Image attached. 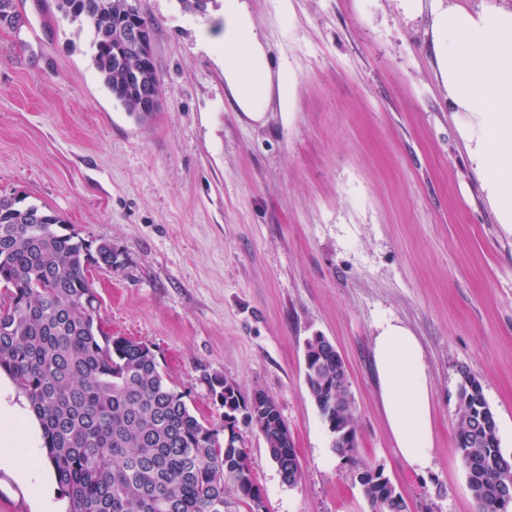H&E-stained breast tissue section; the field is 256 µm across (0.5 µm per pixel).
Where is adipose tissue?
I'll return each instance as SVG.
<instances>
[{"mask_svg":"<svg viewBox=\"0 0 512 512\" xmlns=\"http://www.w3.org/2000/svg\"><path fill=\"white\" fill-rule=\"evenodd\" d=\"M436 53L453 105L474 121L465 138L493 209L512 223V11L487 9L471 15L456 8L434 18ZM204 43L224 64V76L241 104L255 110L250 87L265 84L258 36L236 17ZM373 362L384 415L396 448L414 471L430 468L434 453L431 380L423 348L404 325L378 323Z\"/></svg>","mask_w":512,"mask_h":512,"instance_id":"1","label":"adipose tissue"}]
</instances>
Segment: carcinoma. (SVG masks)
<instances>
[{"mask_svg": "<svg viewBox=\"0 0 512 512\" xmlns=\"http://www.w3.org/2000/svg\"><path fill=\"white\" fill-rule=\"evenodd\" d=\"M88 7L61 14L86 23L93 34L92 62L112 96L138 121L140 88H159L157 68L132 78L135 62H123L105 21L154 23L138 13L120 17L128 0H87ZM62 220L41 206L0 197V371L29 403L39 423L46 457L69 502V512H224L228 489L253 505L255 482L234 478L248 457L227 448L224 422H203L184 392L159 367L154 351L109 336L97 322V298L86 272L112 266V244L58 231ZM306 383L323 420L331 425L336 454L351 459L356 436L351 404L336 402V385L347 380L343 363L327 344L308 341ZM215 404L249 407L238 388L221 377H204ZM456 448L478 512H503L512 504V456L503 453L495 414L479 379L464 371ZM277 405L250 415L283 483L302 477L295 450L283 441ZM372 512H407L395 488L369 477L359 481Z\"/></svg>", "mask_w": 512, "mask_h": 512, "instance_id": "cac0c4a2", "label": "carcinoma"}]
</instances>
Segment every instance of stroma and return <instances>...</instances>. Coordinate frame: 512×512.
<instances>
[{
    "label": "stroma",
    "instance_id": "obj_1",
    "mask_svg": "<svg viewBox=\"0 0 512 512\" xmlns=\"http://www.w3.org/2000/svg\"><path fill=\"white\" fill-rule=\"evenodd\" d=\"M0 20V196L111 242L90 266L104 332L151 346L197 417L219 421L203 374L278 404L301 466L283 483L255 428L239 424L264 512H372L357 482L380 468L408 512H477L455 446L462 372L477 376L512 455V224L500 223L440 73L435 9L512 10V0H236L270 71L240 106L217 57L225 0L205 15L136 0L154 23L161 106L137 123L92 64L85 24L56 0H11ZM295 81L283 111L280 77ZM417 336L432 383L435 456L400 457L372 373L381 318ZM341 351L357 450L336 454L305 381L306 342ZM0 465V512H67L36 420Z\"/></svg>",
    "mask_w": 512,
    "mask_h": 512
}]
</instances>
